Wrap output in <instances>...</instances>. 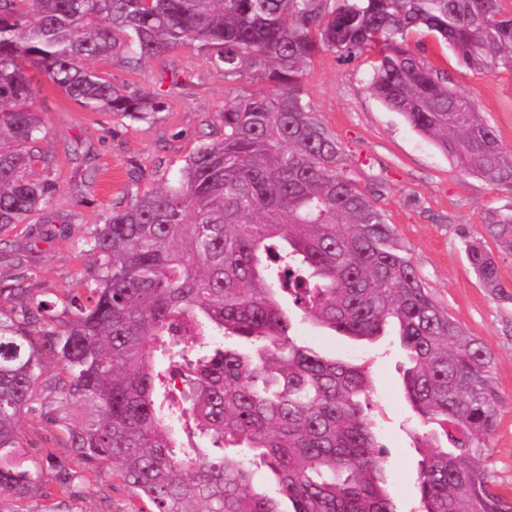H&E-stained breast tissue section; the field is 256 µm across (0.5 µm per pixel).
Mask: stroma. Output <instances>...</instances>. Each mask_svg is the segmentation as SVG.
<instances>
[{
	"mask_svg": "<svg viewBox=\"0 0 512 512\" xmlns=\"http://www.w3.org/2000/svg\"><path fill=\"white\" fill-rule=\"evenodd\" d=\"M410 46L430 67L446 72L453 89L473 97L484 119L512 146V73L465 68L425 30L413 34ZM375 60L371 53L351 60L320 54L306 69L303 99L341 146L360 189L394 225L435 302L492 352L499 415L486 466L497 492L510 498L512 297L488 293L470 266L465 243L483 237L486 211L512 208V193L456 169L399 113L373 96L369 85ZM90 67L127 89L158 94L165 109L146 121L91 111L52 85L39 68L28 70L39 89L47 127L42 147L53 161L59 191L48 211L1 231L0 244L8 250L26 249L30 295L47 303L48 315L58 325L90 303L86 241L107 212L125 204L129 187L146 188L164 174L175 177L199 143L222 138L225 102L264 88L249 79L225 81L193 45L136 69L126 66L119 51L96 58ZM293 336L327 357L352 361L369 372V411L380 429L387 488L398 512H410L424 451L416 446L417 420L403 397L406 357L396 337L360 342L301 318ZM21 435L30 464L43 473L44 487L42 495L16 503L17 512H143L144 503L111 468L87 471L65 437L37 415H24ZM57 463L77 475L79 496L59 491L53 469Z\"/></svg>",
	"mask_w": 512,
	"mask_h": 512,
	"instance_id": "stroma-1",
	"label": "stroma"
}]
</instances>
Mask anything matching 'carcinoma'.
Returning a JSON list of instances; mask_svg holds the SVG:
<instances>
[{
	"label": "carcinoma",
	"instance_id": "obj_1",
	"mask_svg": "<svg viewBox=\"0 0 512 512\" xmlns=\"http://www.w3.org/2000/svg\"><path fill=\"white\" fill-rule=\"evenodd\" d=\"M419 28L469 69L512 73V0H0L1 229L59 190L28 67L83 106L131 120L165 103L88 61L120 50L135 69L195 45L224 78L268 84L224 103L223 138L201 143L177 177L104 217L87 242L94 302L70 322L52 325L26 279L0 284V298L20 301L0 318V501L43 488L24 466L18 423L48 353L62 374L43 416L150 512H285V502L291 512H398L369 376L293 339L288 292L314 324L356 340L397 336L424 449L416 512H512L483 464L498 420L491 353L435 303L303 103L315 56L374 51L372 94L460 170L512 191V147L410 48ZM483 225L512 254V210ZM465 249L483 286L506 293L493 253L476 240ZM182 365L177 400L169 378ZM180 428L209 447L181 446ZM261 467L271 491L253 489ZM55 481L75 493L66 467Z\"/></svg>",
	"mask_w": 512,
	"mask_h": 512
}]
</instances>
